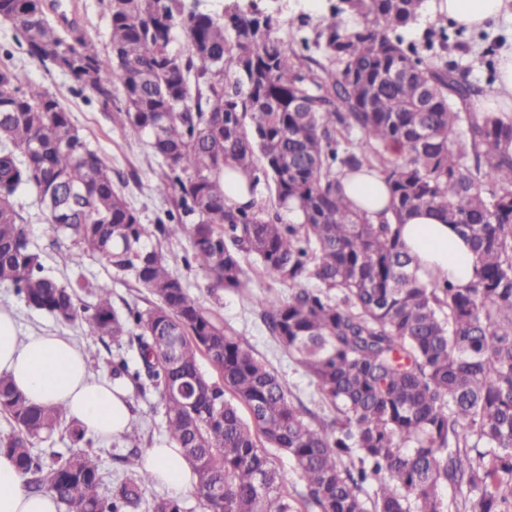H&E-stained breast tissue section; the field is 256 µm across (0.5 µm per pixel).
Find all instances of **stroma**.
I'll list each match as a JSON object with an SVG mask.
<instances>
[{"mask_svg": "<svg viewBox=\"0 0 512 512\" xmlns=\"http://www.w3.org/2000/svg\"><path fill=\"white\" fill-rule=\"evenodd\" d=\"M79 28L91 37L100 51H108L110 21L106 0H76ZM326 0H261V7L277 11L280 16L279 37L292 49H300L295 35L300 16L317 21ZM450 39L446 59L469 72L470 80L482 91H490L497 77L495 63L498 50L512 48V17L501 19L487 35L449 28ZM0 45L12 48V63L20 85L38 84L54 94L69 112L71 121L86 138L90 147L104 156L112 168L113 180L122 181L127 201L137 209L144 223H154L156 217L168 209L155 191L161 173L160 160L155 156L148 138L129 136L115 114L104 110L94 100L74 94V80L55 69L43 66L29 57L22 48L16 47L14 31L10 25L0 22ZM15 206L24 218L31 242L41 251L46 275L61 283L82 279L85 287L80 290L82 305L94 303L91 284L105 280L112 283V305L118 311L133 307L145 310L153 303L152 296L133 279L120 275L109 276L95 258L84 257L80 265L69 262L72 251L69 241L55 240L46 214L35 190L20 187L15 195ZM163 251L171 272L181 278L191 296L208 313L239 336L268 367L287 385L291 400L310 402L316 395V387L295 358L280 348L266 333L250 299L230 291H214L208 286L206 275L191 264V243L188 237L164 244ZM12 310L23 333L49 332L71 337L87 354L88 368L92 376L111 378L112 357L116 351L112 342L89 338L80 322L57 321L49 313L27 306L13 288L0 285V308ZM132 411L140 424L145 447L164 448L168 438L162 427V409L155 393L133 394ZM85 450L100 461L102 488L110 490L116 480L131 473L127 462L130 454L121 439L100 440L89 438Z\"/></svg>", "mask_w": 512, "mask_h": 512, "instance_id": "35a3bbf8", "label": "stroma"}]
</instances>
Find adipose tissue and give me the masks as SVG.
I'll return each mask as SVG.
<instances>
[{
    "instance_id": "adipose-tissue-1",
    "label": "adipose tissue",
    "mask_w": 512,
    "mask_h": 512,
    "mask_svg": "<svg viewBox=\"0 0 512 512\" xmlns=\"http://www.w3.org/2000/svg\"><path fill=\"white\" fill-rule=\"evenodd\" d=\"M438 13L459 27L478 28L512 12V0H440ZM344 194L372 219L390 213V195L374 170L340 177ZM401 239L421 273L469 283L475 257L467 242L434 210L420 209L400 229ZM0 374L9 376L33 404L58 406L88 434L107 439L122 435L131 423L129 395L111 382L94 379L83 350L70 338L50 333L21 336L12 311L0 310ZM142 468L174 493L191 487L192 469L179 449H146ZM0 512H59L47 493L23 487L13 458L0 453Z\"/></svg>"
}]
</instances>
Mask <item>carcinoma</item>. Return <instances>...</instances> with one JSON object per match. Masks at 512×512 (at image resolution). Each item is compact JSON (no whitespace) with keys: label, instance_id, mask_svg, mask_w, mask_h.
Masks as SVG:
<instances>
[{"label":"carcinoma","instance_id":"carcinoma-1","mask_svg":"<svg viewBox=\"0 0 512 512\" xmlns=\"http://www.w3.org/2000/svg\"><path fill=\"white\" fill-rule=\"evenodd\" d=\"M109 50L60 31L43 0H0V20L30 57L112 104L133 137L162 159L156 190L172 208L142 222L59 99L21 89L0 60V284L92 339L136 344L133 365L112 359L162 406L164 431L182 449L202 512H512V115L464 112L479 89L448 66L445 17L419 43L404 32L425 0H327L300 42L277 36L255 0L220 18L185 0H107ZM179 31L185 49L174 51ZM361 134L372 154L354 144ZM273 183L283 224L263 201L234 206L224 165ZM378 171L392 218L373 222L339 175ZM36 189L54 233L108 270L132 277L153 308L112 306V286L79 306L76 289L44 274L14 204ZM429 207L448 217L476 256L472 282L422 280L398 226ZM193 216L186 224L183 216ZM189 236L193 260L215 290L251 297L268 335L315 383L322 416L288 398L283 380L229 334L169 269L164 241ZM288 285V298L252 293L243 257ZM205 356L218 374L200 369ZM0 435L32 493L68 512H185L173 497H144L134 471L101 492L86 433L60 407L31 404L0 375ZM65 428L69 453L35 450ZM288 455L301 502L266 447Z\"/></svg>","mask_w":512,"mask_h":512}]
</instances>
